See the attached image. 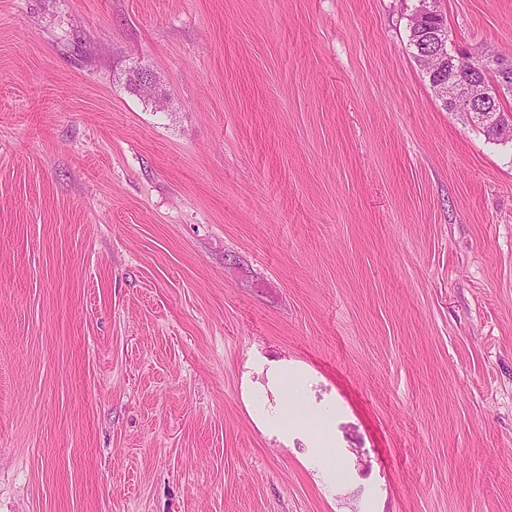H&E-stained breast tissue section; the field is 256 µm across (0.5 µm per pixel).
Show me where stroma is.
Returning a JSON list of instances; mask_svg holds the SVG:
<instances>
[{
	"label": "stroma",
	"mask_w": 512,
	"mask_h": 512,
	"mask_svg": "<svg viewBox=\"0 0 512 512\" xmlns=\"http://www.w3.org/2000/svg\"><path fill=\"white\" fill-rule=\"evenodd\" d=\"M416 3L0 0V512H512V145ZM473 84H475L474 81L451 79L432 82L431 88L439 100L447 103L448 100L461 103L462 108L458 112H460L469 123L484 124L500 141L512 142V114L504 111L500 101L496 103L497 109L500 112H496L493 106L483 109L474 108L472 106Z\"/></svg>",
	"instance_id": "35a3bbf8"
}]
</instances>
